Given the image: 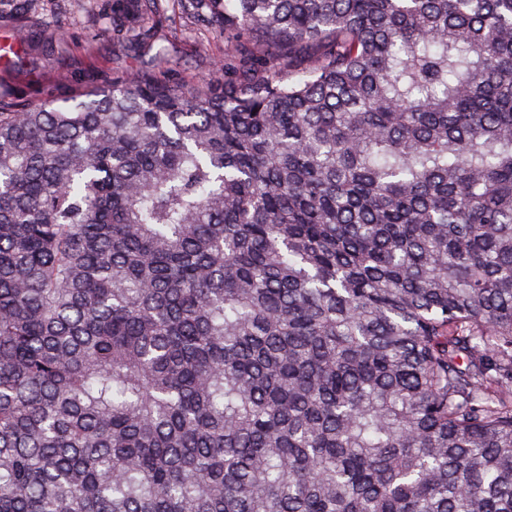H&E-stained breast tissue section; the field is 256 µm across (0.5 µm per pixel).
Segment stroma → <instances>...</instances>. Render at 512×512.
Returning <instances> with one entry per match:
<instances>
[{
    "label": "stroma",
    "mask_w": 512,
    "mask_h": 512,
    "mask_svg": "<svg viewBox=\"0 0 512 512\" xmlns=\"http://www.w3.org/2000/svg\"><path fill=\"white\" fill-rule=\"evenodd\" d=\"M129 0H29L22 22L0 0V44L11 42L10 61L0 60V99L38 102L66 90H94L137 71L174 85L209 81L224 62V33L217 24L166 12L126 22Z\"/></svg>",
    "instance_id": "35a3bbf8"
}]
</instances>
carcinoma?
Returning <instances> with one entry per match:
<instances>
[{"label":"carcinoma","mask_w":512,"mask_h":512,"mask_svg":"<svg viewBox=\"0 0 512 512\" xmlns=\"http://www.w3.org/2000/svg\"><path fill=\"white\" fill-rule=\"evenodd\" d=\"M169 2L0 100V512H512V0ZM128 2L29 1L23 23L32 37L19 41L11 2L2 1L0 45L10 41L13 52L9 63L0 60V99L38 102L65 90L98 89L136 71L179 86L208 82L219 67L224 74V31L216 23L207 29L166 8L162 26H152L147 15L125 23ZM160 47L165 55L155 58Z\"/></svg>","instance_id":"carcinoma-1"}]
</instances>
